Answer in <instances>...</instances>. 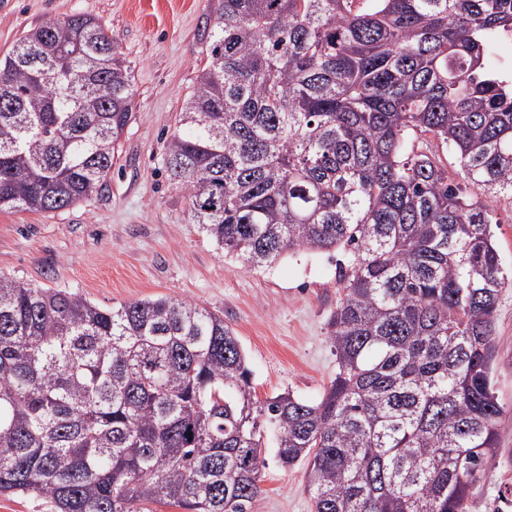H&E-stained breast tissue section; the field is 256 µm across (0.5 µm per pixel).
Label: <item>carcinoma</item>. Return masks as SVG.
Returning a JSON list of instances; mask_svg holds the SVG:
<instances>
[{"instance_id": "obj_1", "label": "carcinoma", "mask_w": 512, "mask_h": 512, "mask_svg": "<svg viewBox=\"0 0 512 512\" xmlns=\"http://www.w3.org/2000/svg\"><path fill=\"white\" fill-rule=\"evenodd\" d=\"M506 31L512 0H211L163 165L226 255L342 252L336 377L315 403L261 401L217 313L0 275V495L255 512L271 428L282 466L307 463L314 512H468L499 443L512 288L470 193L512 207V82L484 66ZM133 109L98 19L31 29L0 58V209L101 192Z\"/></svg>"}]
</instances>
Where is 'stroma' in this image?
Returning a JSON list of instances; mask_svg holds the SVG:
<instances>
[{"instance_id": "35a3bbf8", "label": "stroma", "mask_w": 512, "mask_h": 512, "mask_svg": "<svg viewBox=\"0 0 512 512\" xmlns=\"http://www.w3.org/2000/svg\"><path fill=\"white\" fill-rule=\"evenodd\" d=\"M210 0H0V57L50 19L90 15L118 39L134 75V119L99 194L51 212L0 210V274L61 288L101 306L190 300L237 334L259 400L284 391L319 400L336 375L328 321L343 295L337 253H298L251 268L194 224L161 168L204 60ZM496 453L470 512H512V288L495 313ZM256 512H312L307 469L268 457Z\"/></svg>"}]
</instances>
